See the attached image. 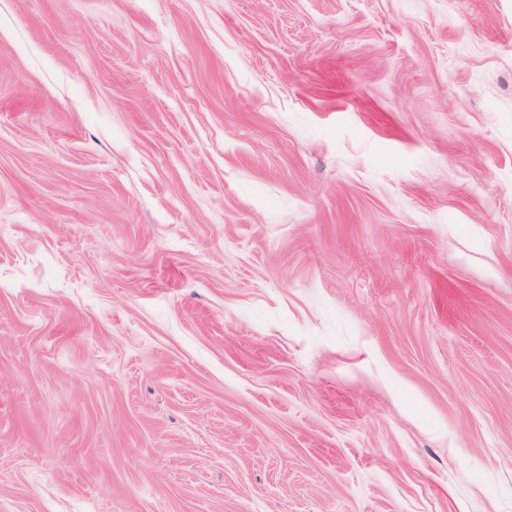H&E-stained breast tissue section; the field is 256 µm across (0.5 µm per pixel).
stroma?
I'll return each mask as SVG.
<instances>
[{"instance_id": "stroma-1", "label": "stroma", "mask_w": 512, "mask_h": 512, "mask_svg": "<svg viewBox=\"0 0 512 512\" xmlns=\"http://www.w3.org/2000/svg\"><path fill=\"white\" fill-rule=\"evenodd\" d=\"M0 512H512V0H0Z\"/></svg>"}]
</instances>
